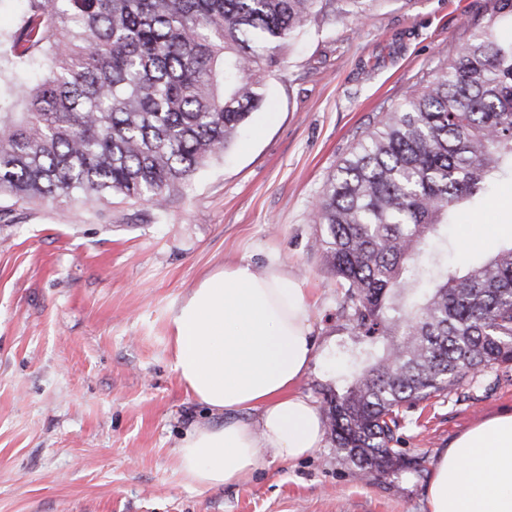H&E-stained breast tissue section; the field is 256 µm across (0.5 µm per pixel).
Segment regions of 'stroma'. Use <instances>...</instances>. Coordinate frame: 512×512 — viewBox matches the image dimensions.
<instances>
[{"instance_id": "1", "label": "stroma", "mask_w": 512, "mask_h": 512, "mask_svg": "<svg viewBox=\"0 0 512 512\" xmlns=\"http://www.w3.org/2000/svg\"><path fill=\"white\" fill-rule=\"evenodd\" d=\"M492 0H372L366 14L308 24L226 154L198 169L164 213L113 199L0 201V512H427L437 456L476 421L512 411V366L409 409L393 445L409 466L354 477L330 440L269 461L248 485L196 487L177 457L203 408L173 369L170 314L197 282L277 256L302 283L315 355L294 390L321 405L356 349L316 251L324 183L400 102L463 24ZM512 241V179L459 207L456 266Z\"/></svg>"}]
</instances>
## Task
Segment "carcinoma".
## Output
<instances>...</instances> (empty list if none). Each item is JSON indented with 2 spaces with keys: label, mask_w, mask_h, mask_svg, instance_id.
Masks as SVG:
<instances>
[{
  "label": "carcinoma",
  "mask_w": 512,
  "mask_h": 512,
  "mask_svg": "<svg viewBox=\"0 0 512 512\" xmlns=\"http://www.w3.org/2000/svg\"><path fill=\"white\" fill-rule=\"evenodd\" d=\"M0 33V199L151 204L223 155L303 27L369 0H26ZM512 0L382 113L313 208L352 335L386 340L323 421L362 477L404 464L400 410L512 364V244L448 266L458 205L512 175ZM433 248L431 269L417 259Z\"/></svg>",
  "instance_id": "1"
}]
</instances>
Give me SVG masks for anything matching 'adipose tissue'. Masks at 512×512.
<instances>
[{"mask_svg":"<svg viewBox=\"0 0 512 512\" xmlns=\"http://www.w3.org/2000/svg\"><path fill=\"white\" fill-rule=\"evenodd\" d=\"M173 367L215 416L181 441L177 455L198 486L248 484L267 458L296 461L323 441L320 413L294 394L315 348L304 288L269 257L224 265L170 316ZM255 423L236 420L241 411ZM429 512H512V412L487 417L442 449L426 488Z\"/></svg>","mask_w":512,"mask_h":512,"instance_id":"1","label":"adipose tissue"}]
</instances>
